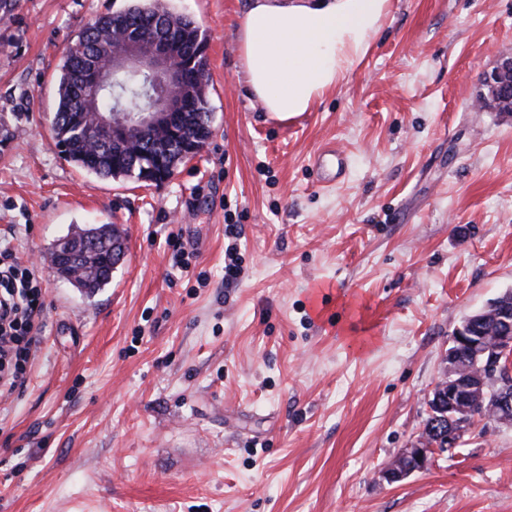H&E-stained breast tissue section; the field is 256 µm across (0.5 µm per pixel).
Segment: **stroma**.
<instances>
[{
    "label": "stroma",
    "instance_id": "stroma-1",
    "mask_svg": "<svg viewBox=\"0 0 512 512\" xmlns=\"http://www.w3.org/2000/svg\"><path fill=\"white\" fill-rule=\"evenodd\" d=\"M130 3L16 0L0 20V245L45 291L26 385L0 397V512H512V425L382 477L454 330L512 290V114L475 105L512 54V0H388L285 123L246 84L249 0H166L209 36L212 135L158 188L80 170L51 128L67 50ZM328 145L347 167L323 187ZM83 224L126 233L92 297L48 262Z\"/></svg>",
    "mask_w": 512,
    "mask_h": 512
}]
</instances>
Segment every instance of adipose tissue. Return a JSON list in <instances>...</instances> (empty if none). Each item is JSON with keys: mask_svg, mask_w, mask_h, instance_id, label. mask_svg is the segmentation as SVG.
I'll list each match as a JSON object with an SVG mask.
<instances>
[{"mask_svg": "<svg viewBox=\"0 0 512 512\" xmlns=\"http://www.w3.org/2000/svg\"><path fill=\"white\" fill-rule=\"evenodd\" d=\"M387 0H251L238 36L246 82L272 119L288 121L365 53Z\"/></svg>", "mask_w": 512, "mask_h": 512, "instance_id": "ef3b65f1", "label": "adipose tissue"}]
</instances>
